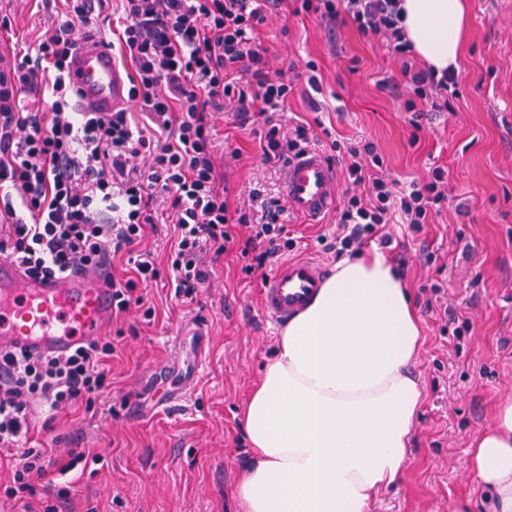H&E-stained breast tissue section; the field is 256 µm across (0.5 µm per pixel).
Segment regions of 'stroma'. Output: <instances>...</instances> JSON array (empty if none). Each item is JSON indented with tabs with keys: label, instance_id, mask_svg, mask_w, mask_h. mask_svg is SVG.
Instances as JSON below:
<instances>
[{
	"label": "stroma",
	"instance_id": "stroma-1",
	"mask_svg": "<svg viewBox=\"0 0 512 512\" xmlns=\"http://www.w3.org/2000/svg\"><path fill=\"white\" fill-rule=\"evenodd\" d=\"M467 49L448 112H408L406 80L394 57L352 24L329 28L297 15L284 0L258 30L276 68L297 80L282 125L313 123L318 149L366 139L383 171L406 184L448 171V203L420 235L393 224L387 256L411 291L424 342L412 371L423 405L402 482L381 494L371 512H448V500L469 496L491 512L466 471L472 438L486 428L496 403L512 398V0H468ZM57 0H28L0 44L17 59L35 56L37 38L54 26ZM315 61L320 89L305 77ZM256 124L218 115L214 149L238 153L224 169L231 208H248L253 191L283 196V168L262 160ZM465 204L467 214L456 211ZM335 215L320 224L284 213L295 255L335 267L318 242ZM238 249L212 265L209 285L193 299L159 285L144 298L152 323L127 317L106 333L118 355L112 385L91 408L52 416L37 411L29 447L99 449L88 463L42 480L53 495L68 482L77 506L98 512H243L237 485L253 456L242 423L250 388L273 356L278 331L260 309L261 274L245 275ZM202 370L191 375L194 361Z\"/></svg>",
	"mask_w": 512,
	"mask_h": 512
}]
</instances>
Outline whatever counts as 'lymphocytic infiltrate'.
I'll list each match as a JSON object with an SVG mask.
<instances>
[{
  "instance_id": "lymphocytic-infiltrate-1",
  "label": "lymphocytic infiltrate",
  "mask_w": 512,
  "mask_h": 512,
  "mask_svg": "<svg viewBox=\"0 0 512 512\" xmlns=\"http://www.w3.org/2000/svg\"><path fill=\"white\" fill-rule=\"evenodd\" d=\"M63 17L37 42L42 68L27 62L0 66V252L33 274L63 275L123 254L134 275L112 281V313L154 311L137 295L138 284L166 282L175 297L192 298L210 279L209 267L236 245L240 231L264 243L243 268L250 275L272 268L296 246L280 216L285 200L252 193L249 210L231 209L220 185L211 139L216 113L240 122L262 120L260 149L268 163H283L310 144L303 122L285 128L274 114L293 90L287 71L272 69L256 33L280 0H122L126 24L119 55L134 66L128 108L100 115L77 111L67 79L73 34L112 0H61ZM398 0H299L295 13L327 23H352L380 39L400 63L410 111H450L455 73L418 65L399 25ZM250 75L247 84L228 81L230 69ZM31 109L19 111L21 92ZM147 112L156 137L134 135V110ZM346 188L336 210V232L327 253L357 255L370 239L390 247L383 228L393 221L418 233L448 201V172L432 169L424 181L399 188L386 178L373 142L340 144ZM162 203L175 240L166 263L142 244L156 229L152 209ZM237 246V245H236ZM116 352L110 337L78 346L64 356L33 357L0 351V449L21 448L0 492L24 512H60L70 500L59 489L44 504L36 483L85 461V451L22 448L35 407L70 413L80 401L109 388L105 364Z\"/></svg>"
}]
</instances>
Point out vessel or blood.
<instances>
[{
  "label": "vessel or blood",
  "instance_id": "1",
  "mask_svg": "<svg viewBox=\"0 0 512 512\" xmlns=\"http://www.w3.org/2000/svg\"><path fill=\"white\" fill-rule=\"evenodd\" d=\"M68 79L79 109L114 112L129 104V77L111 46L88 30L75 36ZM335 162L324 152L293 156L284 171L289 210L318 220L336 204ZM327 269L311 257L283 261L261 289L262 314L286 324L322 287ZM112 320V284L102 267L86 266L52 279L31 277L12 256L0 253V349L33 356L63 354L102 336Z\"/></svg>",
  "mask_w": 512,
  "mask_h": 512
}]
</instances>
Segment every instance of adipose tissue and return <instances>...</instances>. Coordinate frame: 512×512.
<instances>
[{
    "label": "adipose tissue",
    "instance_id": "obj_1",
    "mask_svg": "<svg viewBox=\"0 0 512 512\" xmlns=\"http://www.w3.org/2000/svg\"><path fill=\"white\" fill-rule=\"evenodd\" d=\"M414 53L436 70L466 52L465 0H401ZM423 344L405 282L379 250L343 259L278 336L250 390L254 462L243 512H370L402 476L422 391L409 371ZM467 468L494 512H512V400L497 404Z\"/></svg>",
    "mask_w": 512,
    "mask_h": 512
}]
</instances>
